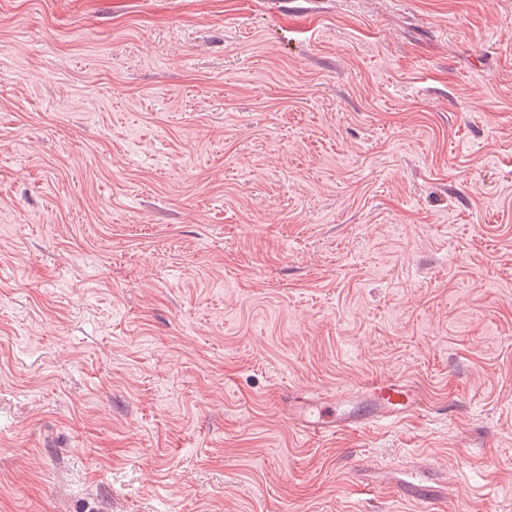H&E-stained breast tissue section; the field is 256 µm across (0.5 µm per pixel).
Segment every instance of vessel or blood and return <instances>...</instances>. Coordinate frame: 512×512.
<instances>
[{"label":"vessel or blood","instance_id":"vessel-or-blood-1","mask_svg":"<svg viewBox=\"0 0 512 512\" xmlns=\"http://www.w3.org/2000/svg\"><path fill=\"white\" fill-rule=\"evenodd\" d=\"M422 409L417 387L402 378L374 379L360 388L310 396L301 391L288 394V412L299 429L313 436L336 432L362 433L416 415ZM402 495L429 512L433 502L446 494L445 486L420 468L394 480Z\"/></svg>","mask_w":512,"mask_h":512}]
</instances>
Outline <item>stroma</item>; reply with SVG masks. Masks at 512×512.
Segmentation results:
<instances>
[{"instance_id": "stroma-1", "label": "stroma", "mask_w": 512, "mask_h": 512, "mask_svg": "<svg viewBox=\"0 0 512 512\" xmlns=\"http://www.w3.org/2000/svg\"><path fill=\"white\" fill-rule=\"evenodd\" d=\"M418 416L302 433L289 390ZM512 512V0H0V512ZM392 486L396 487L402 495L420 506V511H430V505L447 495L446 488L441 482L433 481L429 469L421 467L410 473L405 472L403 478L394 480Z\"/></svg>"}]
</instances>
